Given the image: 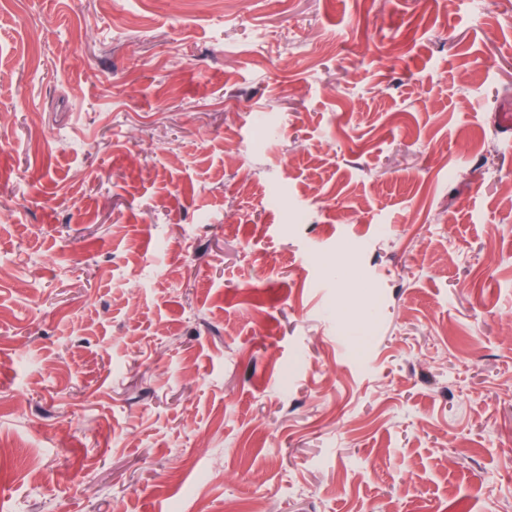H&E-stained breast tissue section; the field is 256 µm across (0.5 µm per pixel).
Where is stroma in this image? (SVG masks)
Returning <instances> with one entry per match:
<instances>
[{
    "mask_svg": "<svg viewBox=\"0 0 512 512\" xmlns=\"http://www.w3.org/2000/svg\"><path fill=\"white\" fill-rule=\"evenodd\" d=\"M506 107L512 0H0V512H512Z\"/></svg>",
    "mask_w": 512,
    "mask_h": 512,
    "instance_id": "35a3bbf8",
    "label": "stroma"
}]
</instances>
